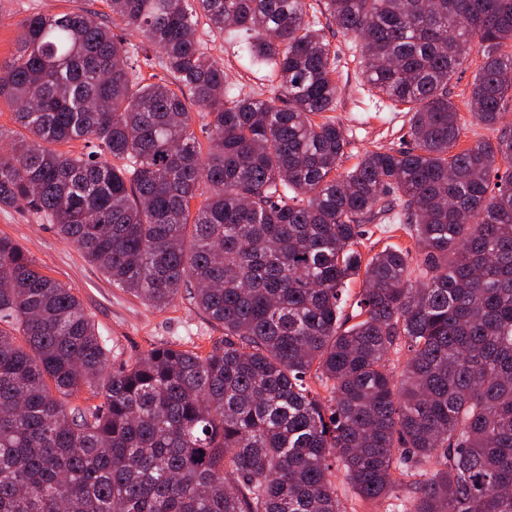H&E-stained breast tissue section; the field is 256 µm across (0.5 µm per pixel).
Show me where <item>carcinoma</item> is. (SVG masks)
Returning a JSON list of instances; mask_svg holds the SVG:
<instances>
[{
  "instance_id": "cac0c4a2",
  "label": "carcinoma",
  "mask_w": 512,
  "mask_h": 512,
  "mask_svg": "<svg viewBox=\"0 0 512 512\" xmlns=\"http://www.w3.org/2000/svg\"><path fill=\"white\" fill-rule=\"evenodd\" d=\"M319 2L360 38L364 83L408 106V147L343 173L344 129L315 120L338 87L307 0H107L110 25L90 8L17 23L0 97L24 133L0 151V207L43 214L155 310L194 288L224 340L114 368L73 289L0 236V512H344L338 465L385 512H512V0ZM202 16L244 34L273 97L229 94ZM148 46L177 89L142 83ZM475 47L469 109L497 135L456 152L448 82ZM71 141L88 151L56 149ZM386 215L414 250L363 258ZM84 391L102 402L71 404Z\"/></svg>"
}]
</instances>
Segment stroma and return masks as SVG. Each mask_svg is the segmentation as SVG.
Instances as JSON below:
<instances>
[{"instance_id": "stroma-1", "label": "stroma", "mask_w": 512, "mask_h": 512, "mask_svg": "<svg viewBox=\"0 0 512 512\" xmlns=\"http://www.w3.org/2000/svg\"><path fill=\"white\" fill-rule=\"evenodd\" d=\"M84 6L103 14L109 11L105 0H0V65H7L19 48L20 19L32 13H57ZM320 25L336 58L334 79L339 96L333 117L348 137L342 169H350L365 151L403 148L408 138L406 105L363 92L364 60L359 40L341 33L329 20H321ZM196 38L206 52L223 63L227 87L243 96H273L276 83L270 67L251 61L242 48L241 35L212 29L202 20ZM482 62L480 53L471 52L448 82V97L457 107L462 125L457 142L461 150L491 136L490 131L476 125L468 106ZM1 235L23 244L44 274L72 288L108 336L113 364L134 361L162 343L204 354L224 337L223 327L210 322L190 296H182L174 306L157 311L114 287L74 246L59 237L50 222L31 209L0 208Z\"/></svg>"}]
</instances>
